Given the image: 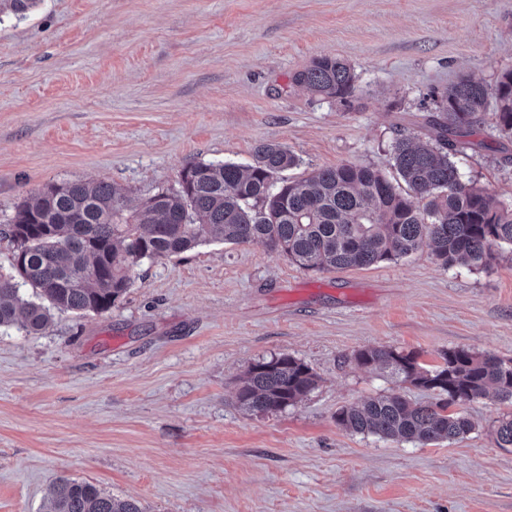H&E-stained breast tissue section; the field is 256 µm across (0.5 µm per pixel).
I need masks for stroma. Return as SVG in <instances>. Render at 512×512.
Here are the masks:
<instances>
[{
    "instance_id": "35a3bbf8",
    "label": "stroma",
    "mask_w": 512,
    "mask_h": 512,
    "mask_svg": "<svg viewBox=\"0 0 512 512\" xmlns=\"http://www.w3.org/2000/svg\"><path fill=\"white\" fill-rule=\"evenodd\" d=\"M348 61L342 101L290 77ZM512 70V0H40L0 16V223L51 183L105 181L134 201L178 189L198 162L248 165L259 143L301 160L389 167L424 135L460 75ZM458 155L463 181L512 200V137L493 110ZM392 347L512 359V248L444 268L430 249L316 273L264 245L207 242L143 261L103 313L53 311L38 333L0 328V512H41L59 478L143 512H512V405H462L452 444L392 442L336 412L432 393L358 366ZM318 385L278 413L235 400L248 367L280 355Z\"/></svg>"
}]
</instances>
